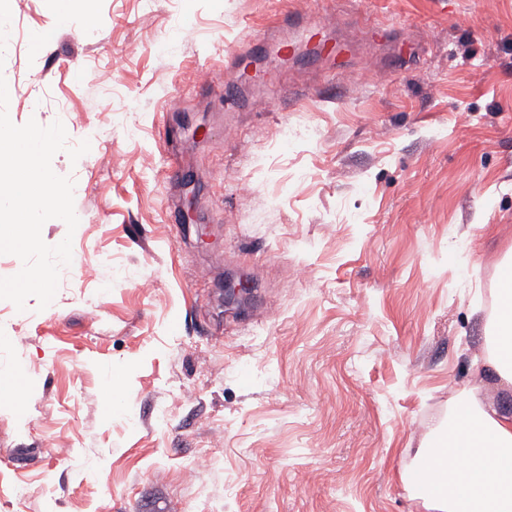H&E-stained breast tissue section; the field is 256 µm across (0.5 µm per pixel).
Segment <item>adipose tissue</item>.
<instances>
[{"instance_id": "ef3b65f1", "label": "adipose tissue", "mask_w": 512, "mask_h": 512, "mask_svg": "<svg viewBox=\"0 0 512 512\" xmlns=\"http://www.w3.org/2000/svg\"><path fill=\"white\" fill-rule=\"evenodd\" d=\"M500 274L488 366L512 384V263ZM429 488L414 496L425 512H512V411L482 401L470 389L438 440Z\"/></svg>"}]
</instances>
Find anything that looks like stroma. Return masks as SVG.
<instances>
[{"label":"stroma","instance_id":"stroma-1","mask_svg":"<svg viewBox=\"0 0 512 512\" xmlns=\"http://www.w3.org/2000/svg\"><path fill=\"white\" fill-rule=\"evenodd\" d=\"M10 8V119L95 149L52 159L79 218L41 229L72 240L52 303L0 300L26 393L0 398V512H420L401 473L466 392L512 410L481 373L512 251V0H95L89 27ZM285 14L320 54L279 55ZM206 449L219 466L180 483Z\"/></svg>","mask_w":512,"mask_h":512}]
</instances>
